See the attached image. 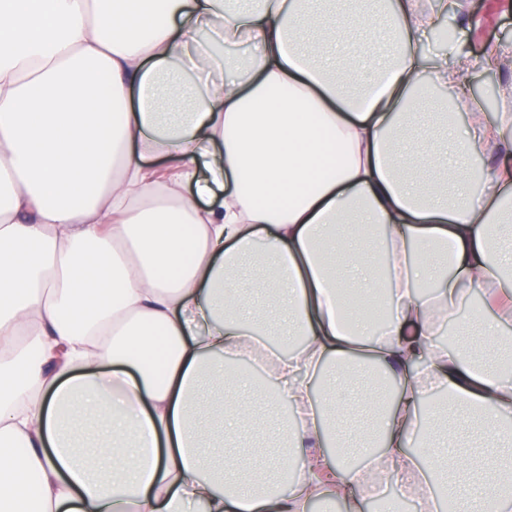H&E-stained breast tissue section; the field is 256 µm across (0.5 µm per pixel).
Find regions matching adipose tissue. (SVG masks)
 <instances>
[{"instance_id": "adipose-tissue-1", "label": "adipose tissue", "mask_w": 512, "mask_h": 512, "mask_svg": "<svg viewBox=\"0 0 512 512\" xmlns=\"http://www.w3.org/2000/svg\"><path fill=\"white\" fill-rule=\"evenodd\" d=\"M391 39L362 59L357 37ZM417 0L337 13L333 0H0V512H308L343 491L360 512L371 466L414 478L454 512H512V374L427 344L473 290L512 323V94L494 120L467 98L475 61L420 40ZM255 45L196 50L200 33ZM454 89L455 163L410 138ZM488 160L480 202L452 170ZM160 158L159 171L147 164ZM217 206L200 207L212 185ZM387 325L342 322L340 289L371 230ZM298 338L262 380L290 419L246 487L224 456L254 413L200 394L266 337ZM447 406L420 413L426 386ZM105 445L79 448L87 416ZM448 419L432 463L422 417ZM358 438L356 459L327 440Z\"/></svg>"}]
</instances>
